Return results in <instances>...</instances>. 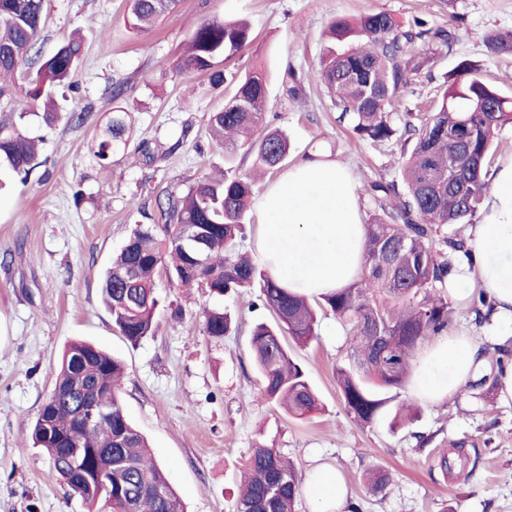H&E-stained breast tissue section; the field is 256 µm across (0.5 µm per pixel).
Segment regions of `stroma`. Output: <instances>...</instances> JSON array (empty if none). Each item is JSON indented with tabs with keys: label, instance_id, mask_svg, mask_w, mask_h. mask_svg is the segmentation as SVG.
<instances>
[{
	"label": "stroma",
	"instance_id": "stroma-1",
	"mask_svg": "<svg viewBox=\"0 0 512 512\" xmlns=\"http://www.w3.org/2000/svg\"><path fill=\"white\" fill-rule=\"evenodd\" d=\"M372 11L390 13L405 29L422 19L456 33L449 51L412 75L393 116L429 110L463 60L475 62L481 80L512 98V55L486 45L489 35L512 31V0H180L145 32L134 27L125 0H45L37 35L42 56L75 34L84 39V53L68 86L55 93L61 118L53 126L34 116L19 119L14 111V99L28 93L26 80L16 79L0 97V124L23 122L41 141L38 166L28 177L0 179V512H89L30 438L58 359L75 340L123 360L124 409L155 459L167 465L185 512H233L242 464L259 441L279 448L302 475L321 466L338 470L357 512H512V401L484 396L470 383L445 403L421 404L416 420L394 430L393 406L410 394L393 389L377 419L360 424L347 415L336 381L337 368L349 362L348 326L325 312L316 339L290 347L321 407L293 417L259 396L250 331L270 314L255 307V293L216 298L158 275L157 291L166 301L159 327L136 345L114 330L101 299V277L134 226L161 221L154 191H186L224 165L208 117L232 87H211L206 76L178 66L203 20L250 24L253 45L223 69L267 73L265 122L291 141L285 168L318 154L341 162L360 189L399 180L401 143L358 139L339 122L317 77L330 22ZM289 66L303 87L296 98L280 79ZM118 83L125 92L116 99ZM117 104L133 119L129 145L102 162L88 144ZM73 111L84 114L82 125L69 123ZM143 141L153 159L139 153ZM212 307L234 314L236 334L214 339L204 333L202 311ZM175 308L182 311L177 320ZM451 448L466 449L471 464L448 476L438 461ZM374 466L392 476L385 493H372L365 483Z\"/></svg>",
	"mask_w": 512,
	"mask_h": 512
}]
</instances>
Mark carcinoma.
<instances>
[{
  "label": "carcinoma",
  "instance_id": "carcinoma-1",
  "mask_svg": "<svg viewBox=\"0 0 512 512\" xmlns=\"http://www.w3.org/2000/svg\"><path fill=\"white\" fill-rule=\"evenodd\" d=\"M139 27L172 12L178 0H128ZM44 0H0V80L14 76L24 63L37 66L31 100L44 99L39 117L51 125L59 118L55 90L77 69L83 44L72 39L44 57L36 36L43 24ZM332 41L319 62L318 79L333 95L338 121L351 125L362 140L397 138L410 148L401 166L402 184L376 180L366 187L373 214L365 225L364 272L349 286L321 297L327 309L351 324L350 362L336 369L345 410L360 423H371L385 400L381 389H400L408 381L416 350L445 334L453 321L446 278L455 255L466 250L463 239L448 236V225L467 224L490 190L491 146L496 133L512 123V100L476 76L478 66L461 61L448 80L435 111L425 117L407 112L393 123L386 108L412 74L429 57L407 54L417 40L434 50L448 49L454 33L423 21L401 30L386 12L366 13L329 25ZM250 27L243 20L208 19L193 32L181 66L208 75L213 88L226 81L234 92L224 107L209 116L210 131L225 148L253 159V166L276 171L287 159V135L265 123L267 75L262 70L226 77L216 66L251 46ZM489 50L512 53V33L487 39ZM31 100L14 106L19 119L30 115ZM128 113L112 111L101 136L91 141L94 156L107 160L126 149ZM37 143L17 125L0 126V170L15 174L35 169ZM256 193L250 172L218 178L205 174L183 194L157 196L162 224H137L112 257L101 290L112 324L137 344L157 329L160 297L156 279L168 270L181 288H204L215 297L259 289V300L273 317L251 330L250 345L262 377L261 398L288 414L303 417L320 400L302 367L284 343V336L305 346L317 337V315L309 299L280 284L237 249ZM204 236L199 252L187 231ZM204 332L215 339L231 335L236 325L223 309L203 311ZM123 361L87 342L75 341L63 351L53 388L32 427L33 444L43 449L51 469L93 507L112 501V512H183L166 471L152 458L145 437L131 424L120 398ZM106 411L95 424L83 420L87 401ZM112 455V493L95 476L98 460ZM370 488L383 493L390 474L375 466ZM302 475L273 447L256 445L246 457L234 512H296Z\"/></svg>",
  "mask_w": 512,
  "mask_h": 512
}]
</instances>
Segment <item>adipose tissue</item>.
I'll return each mask as SVG.
<instances>
[{"instance_id":"adipose-tissue-1","label":"adipose tissue","mask_w":512,"mask_h":512,"mask_svg":"<svg viewBox=\"0 0 512 512\" xmlns=\"http://www.w3.org/2000/svg\"><path fill=\"white\" fill-rule=\"evenodd\" d=\"M258 249L269 273L290 291L317 297L347 287L362 273L364 216L356 185L331 158H307L259 200ZM472 227L468 254L447 278L456 302L483 292L492 306L490 331L512 336V161L496 172ZM485 363L473 337L441 335L418 354L409 391L424 403L454 398ZM312 512H342L348 488L331 470L306 482Z\"/></svg>"}]
</instances>
